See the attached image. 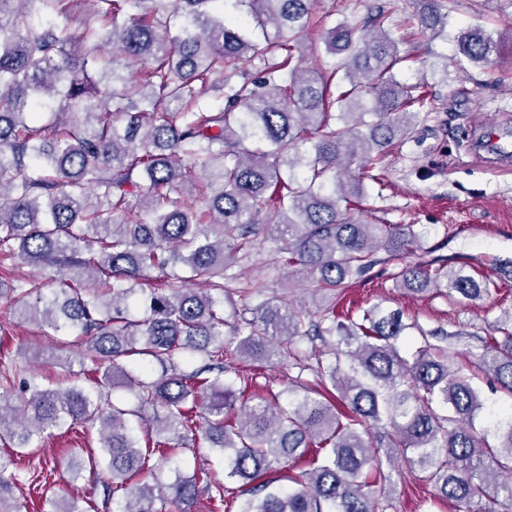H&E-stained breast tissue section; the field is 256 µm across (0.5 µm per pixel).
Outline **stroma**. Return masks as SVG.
Listing matches in <instances>:
<instances>
[{"mask_svg":"<svg viewBox=\"0 0 512 512\" xmlns=\"http://www.w3.org/2000/svg\"><path fill=\"white\" fill-rule=\"evenodd\" d=\"M385 0H316L317 24L309 36L323 41L340 22H361L371 7ZM398 13L388 25L390 36L409 54L402 76L416 81L440 54H453L452 41H428L410 35L401 24L414 10L413 0H399ZM480 26L500 40V52L486 66L465 71L449 68L448 80L431 85L434 105L419 133L405 141L363 177L361 218L383 224H413L424 234L423 244L442 245L448 264L464 272L479 271L495 277L497 288L477 303H457L445 296H412L394 285L400 262L375 267L373 278L350 288L345 301L352 310L382 304L399 310L405 321L426 331L442 329L478 335L491 333L493 325L512 310V277L498 276L497 266L512 261V157L487 146L483 134L496 130L512 138V0H452L449 29ZM293 358L278 364L252 359L234 366L255 375V394L266 395L288 384H310L317 361H330L329 346L320 340L301 339L292 344ZM85 347L71 336L44 335L37 326L11 321L0 326V385H16L37 377L51 388L86 386L82 375L66 371L60 358L77 357ZM98 449V430L88 425L62 429L40 445L36 455L19 456L0 445V456L12 458L19 484L15 494L27 512H43L46 496L65 490L85 500L101 501V475L83 471L71 480L67 465L74 453ZM176 471H163L164 481L175 474L206 472L213 484L223 486L226 502L240 506L244 486L227 477L221 457L203 440L174 453ZM386 512H458L451 502L436 501L432 485L410 474H393L377 483Z\"/></svg>","mask_w":512,"mask_h":512,"instance_id":"1","label":"stroma"}]
</instances>
